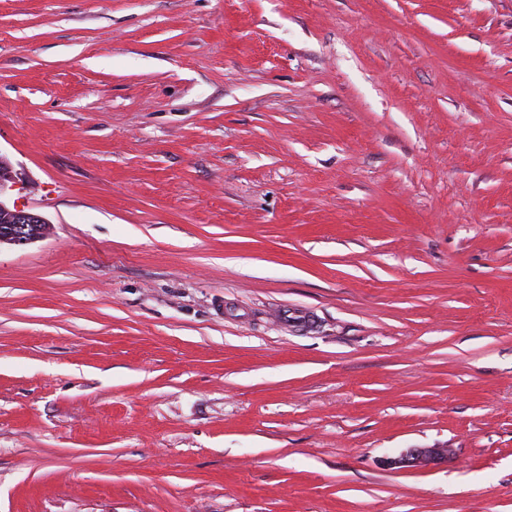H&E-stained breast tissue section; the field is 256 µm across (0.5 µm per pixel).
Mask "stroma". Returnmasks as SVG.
Listing matches in <instances>:
<instances>
[{"label":"stroma","instance_id":"35a3bbf8","mask_svg":"<svg viewBox=\"0 0 512 512\" xmlns=\"http://www.w3.org/2000/svg\"><path fill=\"white\" fill-rule=\"evenodd\" d=\"M0 153V512H512V0H0ZM16 173L9 158L0 153V245H27L39 241L50 234L49 222L40 214L8 206L3 197L15 184ZM35 224L43 226L35 232H30ZM453 455L452 448L438 445L431 448H411L398 458L387 462L391 468H426L448 462Z\"/></svg>","mask_w":512,"mask_h":512}]
</instances>
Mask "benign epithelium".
Here are the masks:
<instances>
[{"instance_id":"1","label":"benign epithelium","mask_w":512,"mask_h":512,"mask_svg":"<svg viewBox=\"0 0 512 512\" xmlns=\"http://www.w3.org/2000/svg\"><path fill=\"white\" fill-rule=\"evenodd\" d=\"M16 173L9 158L0 153V245H27L50 234L49 222L40 214L8 206L3 197L15 184ZM453 450L446 445L431 448H411L398 458L388 461L393 468H426L448 461Z\"/></svg>"}]
</instances>
